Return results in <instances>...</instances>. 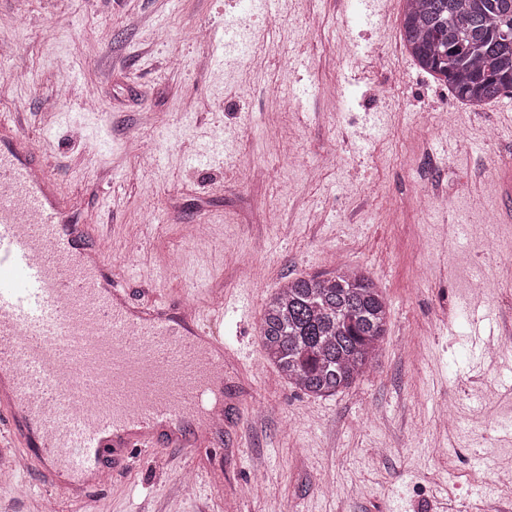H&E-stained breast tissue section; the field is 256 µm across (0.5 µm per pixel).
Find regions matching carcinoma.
Listing matches in <instances>:
<instances>
[{
    "mask_svg": "<svg viewBox=\"0 0 512 512\" xmlns=\"http://www.w3.org/2000/svg\"><path fill=\"white\" fill-rule=\"evenodd\" d=\"M404 48L473 109L512 93V0H404ZM389 309L379 286L346 264L297 277L265 302L260 338L288 384L313 398L342 393L376 364Z\"/></svg>",
    "mask_w": 512,
    "mask_h": 512,
    "instance_id": "carcinoma-1",
    "label": "carcinoma"
}]
</instances>
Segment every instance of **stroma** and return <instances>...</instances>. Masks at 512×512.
I'll return each mask as SVG.
<instances>
[{
    "label": "stroma",
    "instance_id": "stroma-1",
    "mask_svg": "<svg viewBox=\"0 0 512 512\" xmlns=\"http://www.w3.org/2000/svg\"><path fill=\"white\" fill-rule=\"evenodd\" d=\"M0 113H17L82 223L104 224L133 296L224 298L232 442L139 456L98 490L46 496L35 471L0 512H506L512 481V97L478 111L420 71L382 0H0ZM243 20L255 50L228 31ZM288 154L280 156V136ZM334 166L308 170L322 156ZM437 163L447 202L412 159ZM141 249L126 255L129 240ZM345 262L383 289L377 363L312 398L260 341L267 298ZM483 269L482 295L473 274ZM498 340L496 364L480 363ZM456 403L459 428L441 425Z\"/></svg>",
    "mask_w": 512,
    "mask_h": 512
}]
</instances>
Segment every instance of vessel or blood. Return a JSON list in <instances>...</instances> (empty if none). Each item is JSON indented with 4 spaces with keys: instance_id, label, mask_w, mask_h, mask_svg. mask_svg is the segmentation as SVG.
<instances>
[{
    "instance_id": "obj_1",
    "label": "vessel or blood",
    "mask_w": 512,
    "mask_h": 512,
    "mask_svg": "<svg viewBox=\"0 0 512 512\" xmlns=\"http://www.w3.org/2000/svg\"><path fill=\"white\" fill-rule=\"evenodd\" d=\"M34 140L0 114V268L21 267V289H0V410L50 486L101 487L131 451L196 450L184 423L220 436L224 300H132L112 276L100 225L74 215Z\"/></svg>"
}]
</instances>
